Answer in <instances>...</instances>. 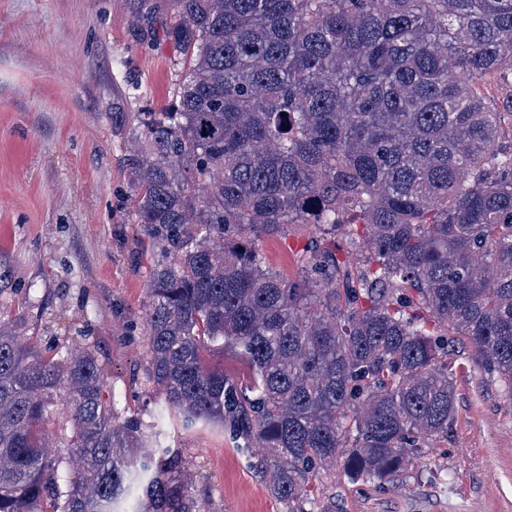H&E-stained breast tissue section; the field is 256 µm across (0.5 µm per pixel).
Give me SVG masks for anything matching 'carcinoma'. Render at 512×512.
Instances as JSON below:
<instances>
[{"mask_svg":"<svg viewBox=\"0 0 512 512\" xmlns=\"http://www.w3.org/2000/svg\"><path fill=\"white\" fill-rule=\"evenodd\" d=\"M136 2L138 40L189 60L122 160L155 256L156 420L220 427L284 512H311L337 462L380 485L448 439L453 340L512 397V125L476 88L512 67V0ZM293 224L341 236L295 281L261 247ZM214 347L246 379L209 367ZM105 387L91 350L0 324V512H208Z\"/></svg>","mask_w":512,"mask_h":512,"instance_id":"1","label":"carcinoma"}]
</instances>
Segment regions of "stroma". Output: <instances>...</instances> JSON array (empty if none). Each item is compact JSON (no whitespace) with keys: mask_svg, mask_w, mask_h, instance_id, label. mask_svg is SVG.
Instances as JSON below:
<instances>
[{"mask_svg":"<svg viewBox=\"0 0 512 512\" xmlns=\"http://www.w3.org/2000/svg\"><path fill=\"white\" fill-rule=\"evenodd\" d=\"M129 0H0V322L40 348L90 345L106 399L165 447L181 449L210 512H283L230 436L174 418L146 380L144 313L154 256L125 209L128 134L112 124L165 105L186 63L166 41L139 43ZM319 232L262 244L289 278ZM456 416L384 487L322 473L314 512H512V397L471 348L448 355Z\"/></svg>","mask_w":512,"mask_h":512,"instance_id":"stroma-1","label":"stroma"}]
</instances>
